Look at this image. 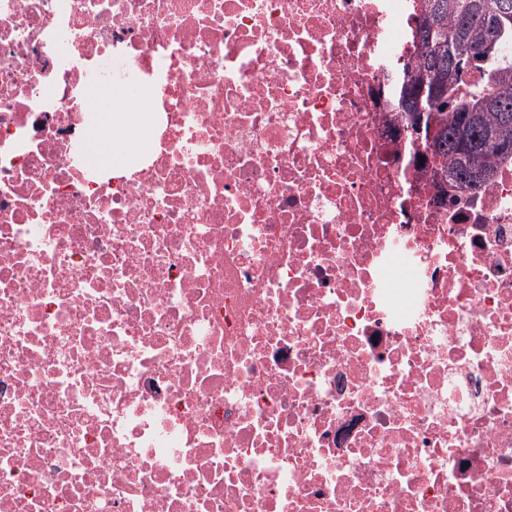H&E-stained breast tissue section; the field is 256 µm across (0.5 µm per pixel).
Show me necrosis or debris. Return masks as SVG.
Segmentation results:
<instances>
[{
  "label": "necrosis or debris",
  "instance_id": "necrosis-or-debris-1",
  "mask_svg": "<svg viewBox=\"0 0 512 512\" xmlns=\"http://www.w3.org/2000/svg\"><path fill=\"white\" fill-rule=\"evenodd\" d=\"M420 9L0 0V512H512V164L436 202ZM117 96L103 88L89 90L91 103L100 111L98 124L109 132L103 139L97 129L89 133L90 152L93 160L101 165L123 164L138 156L147 144L146 129L150 112L126 101L122 112H113Z\"/></svg>",
  "mask_w": 512,
  "mask_h": 512
}]
</instances>
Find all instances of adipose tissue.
Segmentation results:
<instances>
[{
	"label": "adipose tissue",
	"mask_w": 512,
	"mask_h": 512,
	"mask_svg": "<svg viewBox=\"0 0 512 512\" xmlns=\"http://www.w3.org/2000/svg\"><path fill=\"white\" fill-rule=\"evenodd\" d=\"M98 109V127L89 133L93 160L101 165L123 164L138 156L147 144L146 129L150 114L132 103L117 104L114 95L102 88L89 91ZM108 137H101V130Z\"/></svg>",
	"instance_id": "adipose-tissue-1"
}]
</instances>
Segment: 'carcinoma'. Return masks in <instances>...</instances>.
I'll return each mask as SVG.
<instances>
[{"instance_id":"carcinoma-1","label":"carcinoma","mask_w":512,"mask_h":512,"mask_svg":"<svg viewBox=\"0 0 512 512\" xmlns=\"http://www.w3.org/2000/svg\"><path fill=\"white\" fill-rule=\"evenodd\" d=\"M485 0H423L413 61L400 68L394 101L409 126H423L422 144L429 147V127L436 131L434 174L440 181L471 189L464 181L476 169L495 177L512 162V124L500 115L512 114V55L501 51L512 42V11L487 14ZM455 46L457 66L448 64V46ZM495 132L508 148L495 156L484 155L477 141Z\"/></svg>"}]
</instances>
